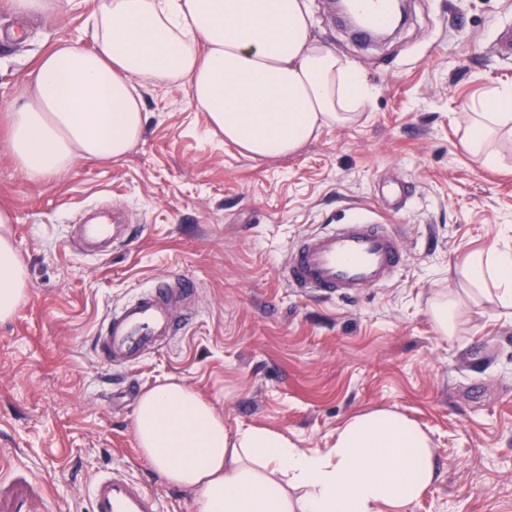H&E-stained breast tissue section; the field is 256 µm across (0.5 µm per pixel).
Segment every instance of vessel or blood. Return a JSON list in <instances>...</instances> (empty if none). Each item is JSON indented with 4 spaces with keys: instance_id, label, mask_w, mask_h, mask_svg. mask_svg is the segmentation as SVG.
Segmentation results:
<instances>
[{
    "instance_id": "vessel-or-blood-1",
    "label": "vessel or blood",
    "mask_w": 512,
    "mask_h": 512,
    "mask_svg": "<svg viewBox=\"0 0 512 512\" xmlns=\"http://www.w3.org/2000/svg\"><path fill=\"white\" fill-rule=\"evenodd\" d=\"M359 14L368 27L386 25V0H361ZM83 243L123 245L131 239L123 224H84ZM405 265L400 225L382 224L357 208L336 224H327L298 238L283 266L288 288L303 297L354 301L365 291L394 280ZM196 283L181 274L154 280L130 301L111 310L96 336L100 355L109 366L127 368L177 336L183 329ZM92 512H159L158 499L119 468L99 472L90 486Z\"/></svg>"
}]
</instances>
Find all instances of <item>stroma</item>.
Listing matches in <instances>:
<instances>
[{
  "instance_id": "obj_1",
  "label": "stroma",
  "mask_w": 512,
  "mask_h": 512,
  "mask_svg": "<svg viewBox=\"0 0 512 512\" xmlns=\"http://www.w3.org/2000/svg\"><path fill=\"white\" fill-rule=\"evenodd\" d=\"M312 35L352 61L372 90L356 120L323 129L294 155L252 160L205 137L207 116L179 84L142 87L146 131L124 158L82 160L29 181L5 148V114L20 105L49 50L94 49L98 0H65L51 16L0 0V207L28 269L27 296L0 322V512H91L98 471L121 467L161 512H193L139 451V391L173 378L210 399L228 430L265 426L302 449L330 447L350 417L397 411L432 442L436 476L409 512H512V315L484 304L456 340L428 309L472 250L504 246L512 225V137L482 166L463 149V114L512 85L499 48L512 0H411L389 42L365 45L309 0ZM401 179V210L376 189ZM122 214L129 247L76 252L75 224L94 206ZM400 224L406 264L356 302L308 300L280 269L292 244L351 206ZM198 283L182 333L127 372L102 362L100 321L152 280Z\"/></svg>"
}]
</instances>
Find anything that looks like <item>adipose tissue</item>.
Returning <instances> with one entry per match:
<instances>
[{"instance_id":"1","label":"adipose tissue","mask_w":512,"mask_h":512,"mask_svg":"<svg viewBox=\"0 0 512 512\" xmlns=\"http://www.w3.org/2000/svg\"><path fill=\"white\" fill-rule=\"evenodd\" d=\"M308 0H99L92 51L45 54L20 106L6 114V144L33 182L80 160H117L141 138L147 114L137 86L183 84L190 103L252 159L299 151L324 128L352 122L370 98L360 70L312 36ZM462 146L494 166L493 135L512 124V86L466 113ZM0 209V322L26 296L27 267ZM456 285L429 315L458 336L472 307L512 314V247L470 253ZM134 432L165 480L193 496L195 512H407L435 478L428 434L401 414L354 416L331 447L305 450L281 432L228 431L224 416L191 387L167 379L139 399Z\"/></svg>"}]
</instances>
